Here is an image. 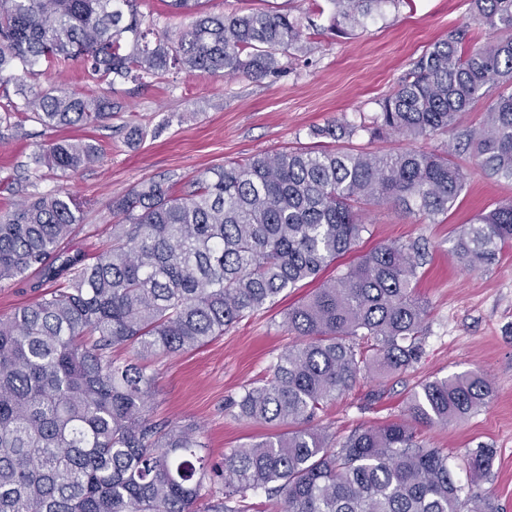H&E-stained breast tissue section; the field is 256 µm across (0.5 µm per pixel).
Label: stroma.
Listing matches in <instances>:
<instances>
[{
	"label": "stroma",
	"mask_w": 512,
	"mask_h": 512,
	"mask_svg": "<svg viewBox=\"0 0 512 512\" xmlns=\"http://www.w3.org/2000/svg\"><path fill=\"white\" fill-rule=\"evenodd\" d=\"M291 6L304 25L302 49L285 58L283 72L259 81L215 78L169 69L140 84L97 80L81 61L35 66L26 80L34 90L54 89L107 99L111 115L93 126L47 128L32 113L0 122V215L17 203L64 189L72 195L81 227L68 252L91 253L105 244L114 222L112 202L142 183L156 180L182 192L197 176L231 161L282 150L390 152L408 147L404 138H371L362 124L378 112L414 61L449 31L466 29L467 43L486 42L471 19L470 0H398L365 19L353 35L329 32V14L312 0H269ZM352 124L354 136H316L328 122ZM96 145L97 159L69 177L33 162L56 139ZM468 174L467 187L448 214L429 222L391 204L361 206L369 226L355 251L338 258L327 276L371 249L391 243L418 244L426 253L417 291L426 301L424 352L407 370L360 380L328 402L314 420L336 437L355 428L402 418L406 399L420 382L466 372L485 374L491 394L484 407L464 419L418 432L427 447L447 453L457 478L491 497L500 512H512V247L489 266L472 270L455 254L463 224L479 211L512 197V182L487 176L471 153L454 152ZM309 287L255 312L224 335L173 357L156 359L155 417L196 423L211 460L243 444L277 433V426L239 416L228 405L243 386L265 380L277 357L298 343L285 315ZM478 446L493 449L489 473L471 479L462 460Z\"/></svg>",
	"instance_id": "35a3bbf8"
}]
</instances>
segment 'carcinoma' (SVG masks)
<instances>
[{"mask_svg": "<svg viewBox=\"0 0 512 512\" xmlns=\"http://www.w3.org/2000/svg\"><path fill=\"white\" fill-rule=\"evenodd\" d=\"M329 31L349 34L400 0H326ZM136 0H0V91L5 112L37 110L46 127L102 121L100 97L35 92L17 71L43 59L82 60L103 80L155 78L171 67L260 80L299 48L292 9L227 15L201 0H168L194 14L176 46L150 29ZM473 20L506 37L480 47L451 32L414 62L379 102L374 138L412 141L455 128L488 97L464 133L490 176L512 181V0H472ZM356 128L331 123L314 135ZM94 144L62 140L34 156L63 175L95 160ZM466 186L448 152L300 149L230 162L180 196L150 181L112 201L120 221L91 258L63 251L79 228L70 193L19 203L0 218V283L32 281L38 298L0 319V512H252L263 489L278 512H497L457 479L448 455L416 426L446 424L485 404L490 387L470 372L427 380L407 398L406 419L360 427L336 440L313 425L323 405L365 376L411 367L423 352L426 302L417 294L421 255L385 244L288 309L302 341L283 352L262 384L232 400L254 421L292 426L233 448L218 467L200 426L160 423L147 361L203 346L280 295L317 278L368 232L357 204L391 203L428 220L448 213ZM512 244V200L477 214L456 242L471 270ZM116 348L128 350L123 360ZM489 448L464 467L484 474ZM224 482L206 498L205 480Z\"/></svg>", "mask_w": 512, "mask_h": 512, "instance_id": "cac0c4a2", "label": "carcinoma"}]
</instances>
